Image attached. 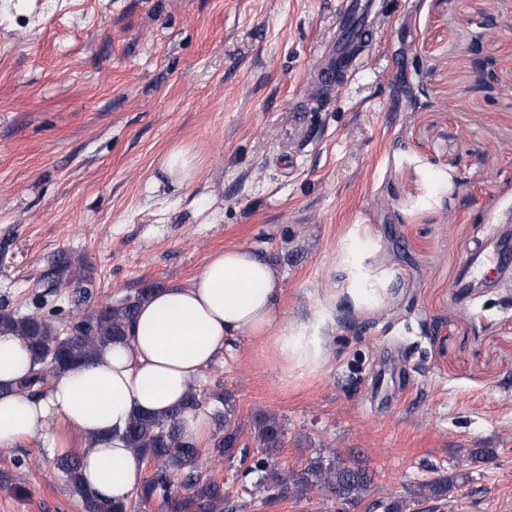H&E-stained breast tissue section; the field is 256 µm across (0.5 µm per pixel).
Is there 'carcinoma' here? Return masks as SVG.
Listing matches in <instances>:
<instances>
[{"instance_id":"obj_1","label":"carcinoma","mask_w":512,"mask_h":512,"mask_svg":"<svg viewBox=\"0 0 512 512\" xmlns=\"http://www.w3.org/2000/svg\"><path fill=\"white\" fill-rule=\"evenodd\" d=\"M154 290L148 286L136 296L87 313L72 316L68 323L70 333L63 334L49 319L38 316L18 317L12 311L0 309V333L21 339L38 358L41 367L22 382V387L34 396H41L40 388L48 377L58 378L72 365L88 361L103 347L125 336L132 324L139 304ZM214 406L211 418L220 423L222 433L214 439L209 454L214 464L224 458H233L238 450L240 427L231 424L229 400L222 393L212 394ZM197 392L189 390L184 400L164 416L133 414L126 428L129 447L141 457L155 463L150 476L143 482L139 501L147 503L158 499L170 512H224V492L214 481L204 480L198 472L200 450L197 442L184 436L183 416L201 410ZM283 430L279 422L264 416L255 422L254 438L260 454L246 468L245 474H260L258 485L269 492L267 503L290 493L301 498L317 487L341 499L346 504L357 502L373 480L372 472L358 460L347 461L338 455L328 461L311 462L299 477L272 466V458L282 445ZM58 469L65 475L74 494L82 502L83 512H138L135 502L112 503L88 493L82 484L81 456L65 454L57 459ZM182 478L187 490L180 496L172 491L175 478ZM454 486V478L441 477L423 484L421 494L444 499Z\"/></svg>"}]
</instances>
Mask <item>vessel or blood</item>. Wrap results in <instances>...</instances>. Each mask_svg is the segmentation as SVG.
<instances>
[{
	"label": "vessel or blood",
	"mask_w": 512,
	"mask_h": 512,
	"mask_svg": "<svg viewBox=\"0 0 512 512\" xmlns=\"http://www.w3.org/2000/svg\"><path fill=\"white\" fill-rule=\"evenodd\" d=\"M372 9V0H339L336 8L338 34L335 48L332 56L321 58L316 63L313 77L317 83L334 85L340 77L336 69L337 58L349 55L357 47L377 44L379 31L369 22ZM490 265H512V246L492 240L472 250L468 260L469 272H481Z\"/></svg>",
	"instance_id": "1"
}]
</instances>
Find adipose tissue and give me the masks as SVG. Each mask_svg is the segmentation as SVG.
<instances>
[{"mask_svg": "<svg viewBox=\"0 0 512 512\" xmlns=\"http://www.w3.org/2000/svg\"><path fill=\"white\" fill-rule=\"evenodd\" d=\"M276 266L243 247L215 255L189 283L158 288L142 302L126 340L57 378L42 397L20 390L37 364L16 336L0 335V448L37 438L55 450V419L92 447L82 461L86 490L127 501L144 480L124 429L133 413L165 415L236 339L270 341L286 368L324 361L323 339L288 327Z\"/></svg>", "mask_w": 512, "mask_h": 512, "instance_id": "ef3b65f1", "label": "adipose tissue"}]
</instances>
